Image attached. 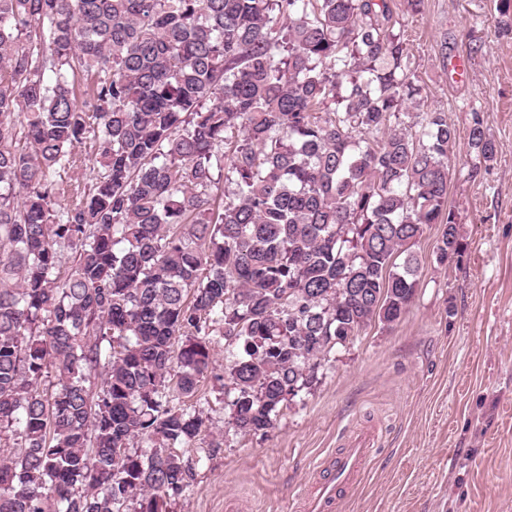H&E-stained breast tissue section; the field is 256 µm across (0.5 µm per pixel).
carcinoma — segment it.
<instances>
[{"instance_id": "cac0c4a2", "label": "carcinoma", "mask_w": 512, "mask_h": 512, "mask_svg": "<svg viewBox=\"0 0 512 512\" xmlns=\"http://www.w3.org/2000/svg\"><path fill=\"white\" fill-rule=\"evenodd\" d=\"M419 93L387 0H0V512H170L213 452L174 402L213 337L255 434L399 321L424 228L465 253ZM469 139L495 160L477 114Z\"/></svg>"}]
</instances>
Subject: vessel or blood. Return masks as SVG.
<instances>
[{
  "mask_svg": "<svg viewBox=\"0 0 512 512\" xmlns=\"http://www.w3.org/2000/svg\"><path fill=\"white\" fill-rule=\"evenodd\" d=\"M378 439L372 427L349 432L335 458L319 463V477L295 494L297 512H335L343 494L371 462Z\"/></svg>",
  "mask_w": 512,
  "mask_h": 512,
  "instance_id": "1",
  "label": "vessel or blood"
}]
</instances>
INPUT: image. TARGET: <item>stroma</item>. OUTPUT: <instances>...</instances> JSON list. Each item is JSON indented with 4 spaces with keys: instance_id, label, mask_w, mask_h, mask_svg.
Instances as JSON below:
<instances>
[{
    "instance_id": "1",
    "label": "stroma",
    "mask_w": 512,
    "mask_h": 512,
    "mask_svg": "<svg viewBox=\"0 0 512 512\" xmlns=\"http://www.w3.org/2000/svg\"><path fill=\"white\" fill-rule=\"evenodd\" d=\"M388 3L421 87L417 115L445 113L456 131L448 206L465 254L437 264L440 228L425 227L401 319L361 331L267 433L229 431L219 381L202 382L204 436L223 444L174 512H293L315 463L363 426L380 447L338 512H512V31L494 0ZM457 58L469 66L461 83L448 72ZM476 112L496 146L487 164L470 145Z\"/></svg>"
}]
</instances>
